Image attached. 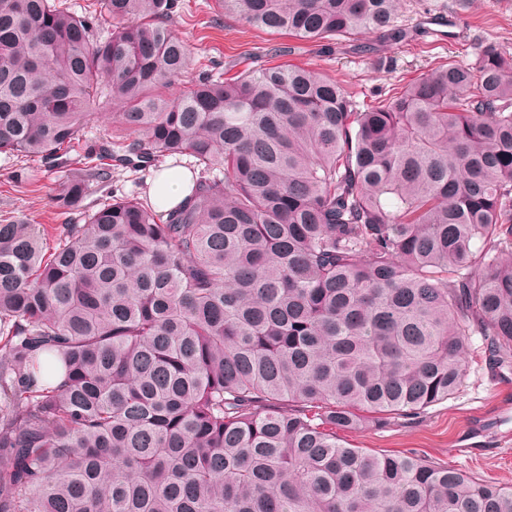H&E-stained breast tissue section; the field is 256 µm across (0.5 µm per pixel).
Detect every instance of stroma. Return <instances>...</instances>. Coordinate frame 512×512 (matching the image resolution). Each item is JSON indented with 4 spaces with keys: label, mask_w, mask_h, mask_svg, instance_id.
Masks as SVG:
<instances>
[{
    "label": "stroma",
    "mask_w": 512,
    "mask_h": 512,
    "mask_svg": "<svg viewBox=\"0 0 512 512\" xmlns=\"http://www.w3.org/2000/svg\"><path fill=\"white\" fill-rule=\"evenodd\" d=\"M394 22L409 28L411 36L399 44L378 45L377 54L388 60L379 68L374 56L342 47L328 56L317 45L293 43L252 28L225 15L215 0H179L170 28L190 45L192 57L178 84L187 86L204 69L235 76L259 66L294 64L340 81L358 103L370 105L447 60L473 64L489 45L512 64V0H401ZM289 44L295 45L294 53L274 54V47ZM23 165L20 159L0 158V220H23L54 230L65 221L53 205L58 175L45 172L36 181L20 184L13 172ZM151 177L148 170L113 167L111 181L95 188L90 201L96 204L113 194L144 195ZM466 362L467 377L455 398L414 421L345 434V442L376 453L414 452L512 487V376L503 378L489 369L477 336L471 339Z\"/></svg>",
    "instance_id": "obj_1"
}]
</instances>
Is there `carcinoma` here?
I'll return each instance as SVG.
<instances>
[{"mask_svg":"<svg viewBox=\"0 0 512 512\" xmlns=\"http://www.w3.org/2000/svg\"><path fill=\"white\" fill-rule=\"evenodd\" d=\"M325 53L409 38L397 0H221ZM0 0V154L63 174L52 239L0 223V512H512V488L339 433L512 367V68L486 47L363 109L290 64L179 79L178 0ZM125 134L85 156L92 111ZM188 198L88 208L112 163Z\"/></svg>","mask_w":512,"mask_h":512,"instance_id":"cac0c4a2","label":"carcinoma"}]
</instances>
